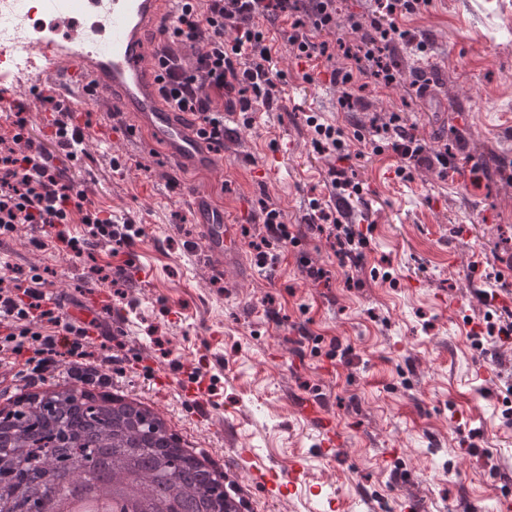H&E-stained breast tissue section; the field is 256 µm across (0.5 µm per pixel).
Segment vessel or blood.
<instances>
[{
    "instance_id": "obj_1",
    "label": "vessel or blood",
    "mask_w": 512,
    "mask_h": 512,
    "mask_svg": "<svg viewBox=\"0 0 512 512\" xmlns=\"http://www.w3.org/2000/svg\"><path fill=\"white\" fill-rule=\"evenodd\" d=\"M44 8L64 19L66 30L61 38L32 43L31 56L43 80L58 87L72 112L101 105L118 119L133 115L134 129L145 134L148 150L161 152L185 171L222 172L223 160L199 134V117L177 111L163 99L158 59L165 44L163 29L171 17L168 0H45ZM99 10L104 11L106 24L97 34L82 26L79 18ZM191 206L208 255L236 267L240 275H249L223 208L198 191L191 196ZM154 383L159 388L176 387L183 397L198 403L209 391L208 382L194 375L187 363L156 377ZM302 411L320 424L321 455L333 457L341 443L333 420L313 399L303 401ZM237 456L249 464L253 482L271 497L295 486L304 472L299 460L285 468L258 469L250 465L251 449L239 448Z\"/></svg>"
}]
</instances>
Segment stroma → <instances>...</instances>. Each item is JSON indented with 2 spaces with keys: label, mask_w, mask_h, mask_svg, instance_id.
Instances as JSON below:
<instances>
[{
  "label": "stroma",
  "mask_w": 512,
  "mask_h": 512,
  "mask_svg": "<svg viewBox=\"0 0 512 512\" xmlns=\"http://www.w3.org/2000/svg\"><path fill=\"white\" fill-rule=\"evenodd\" d=\"M397 23L430 53L396 42L390 57L404 83L362 90L354 112L340 110L341 90L327 78L342 56L297 61L287 26L273 29L276 99L251 126L225 116L219 180L177 169L140 137L114 138L108 114L92 109L84 153L61 167L94 208L139 235L119 252L103 244L82 258L56 243L31 246L25 226L0 241V259L44 268L50 291L72 306L125 313L126 333L111 342L124 368L118 387L159 403L240 480L248 475L239 444L260 468L302 458L303 483L281 497L251 491L250 512H333V502L334 512H404L407 502L414 512L473 502L500 512L501 497L512 496V342L491 334L504 306L483 296L496 281L512 284V0H429ZM421 70L433 80L423 97L408 83ZM39 85L31 67L0 82V95L26 106L36 138ZM394 112L429 148L447 150L448 171L418 168L404 179L395 153L352 142L359 158L346 177L363 192L341 220L367 237L362 272L341 266L335 239L315 230L299 247L273 246L277 266L244 279L205 253L189 190L223 206L254 258L264 207L298 226L312 200L334 202L336 157L314 149L306 115L366 137ZM271 159L279 176L255 182L252 169ZM304 256L328 278H307ZM92 266L110 281L91 284ZM451 297L460 311L449 312ZM184 362L210 380L211 422L197 421L177 390L153 384ZM302 398L334 420V457L320 455Z\"/></svg>",
  "instance_id": "1"
}]
</instances>
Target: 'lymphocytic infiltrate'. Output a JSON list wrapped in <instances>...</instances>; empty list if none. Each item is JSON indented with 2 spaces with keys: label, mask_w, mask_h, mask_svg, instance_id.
<instances>
[{
  "label": "lymphocytic infiltrate",
  "mask_w": 512,
  "mask_h": 512,
  "mask_svg": "<svg viewBox=\"0 0 512 512\" xmlns=\"http://www.w3.org/2000/svg\"><path fill=\"white\" fill-rule=\"evenodd\" d=\"M291 0H177L162 65L166 73L163 88L166 100L183 112L198 114L209 130V141H224V116L248 114L257 105L270 104L275 83L270 45V27L288 19L289 53L298 60L312 62L325 57L320 34L336 24L337 0H309L306 18L290 14ZM426 0H374L368 19L350 17L351 32L357 40H338L345 66L333 68L330 80L341 86L338 99L342 111H355L360 103L351 92L355 75H363L377 86L400 85L404 77L388 61L386 49L406 34L396 23L399 16L416 12ZM37 100L48 104L55 114V129L46 141L27 133L25 106L15 114V134L0 137V237L10 236L20 226L36 231V246H43L56 227L72 223L74 213L89 231L86 241L69 240L68 247L82 255L85 247L103 243L124 246L132 239L115 224L111 215L85 208V195L76 190L64 171L48 164L47 144H54L67 159H74L80 139L70 135L75 118L52 88L39 91ZM378 144L392 148L402 163L399 177L407 178L412 168L445 171L448 155L430 153L427 145L412 132L398 113L375 127ZM318 220L327 222L336 239L341 261L362 268L367 239L352 224L331 220L320 203H313ZM299 246L300 234L291 232L279 219L276 209L265 211L264 231L253 248L259 266L270 259L271 243ZM93 338L86 326L66 318L63 308L47 289L39 267H30L23 278L0 285V378L22 382L32 388L48 380L63 378L85 384H111L112 377L99 373L93 364Z\"/></svg>",
  "instance_id": "obj_1"
}]
</instances>
